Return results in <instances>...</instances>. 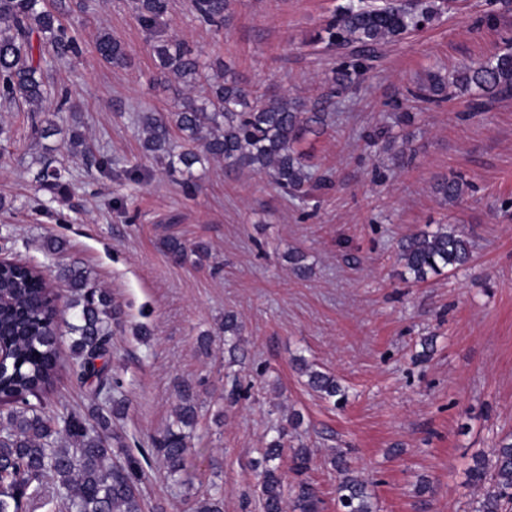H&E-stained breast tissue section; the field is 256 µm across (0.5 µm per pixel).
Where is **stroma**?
I'll use <instances>...</instances> for the list:
<instances>
[{
    "instance_id": "obj_1",
    "label": "stroma",
    "mask_w": 512,
    "mask_h": 512,
    "mask_svg": "<svg viewBox=\"0 0 512 512\" xmlns=\"http://www.w3.org/2000/svg\"><path fill=\"white\" fill-rule=\"evenodd\" d=\"M70 19L81 54L56 65L51 82L79 104L88 154L110 158L106 173L50 137L71 175L67 198L44 199L28 153L21 104L0 102V126L14 141L0 156V252L49 267L78 262L112 297L119 323L105 358L119 386L94 398L81 381L69 336L58 339L47 410L98 404L112 418L116 457L147 456L143 512H193L212 487L224 512H262L253 463L272 438L271 419L298 413L288 442L309 448L305 473L336 512L334 449L349 451L371 484L378 512H472V457L512 432V96L472 111L460 95L438 105L407 98L428 71L487 60L512 36V0H455L418 35L387 48L375 69L336 100L327 127L306 134L317 176L329 184L304 200L287 197L266 174L227 172L214 162L187 192L141 146L139 118L171 112L186 91L159 78L152 32L131 0H76ZM344 0H229L226 22L200 24L191 0H169L165 35L228 66L244 88L313 102L325 97L331 56L309 40ZM109 32L130 63L106 64L96 43ZM415 113L403 125L402 113ZM383 130L377 144L367 136ZM413 159L394 165L400 146ZM462 175L463 199L448 203L437 179ZM439 224L470 239L474 265L422 283L407 280L396 247ZM199 243L207 256L172 262L163 237ZM65 242L46 253V239ZM300 253L310 272L297 276ZM243 326L225 335V313ZM433 338L425 351L424 338ZM336 377L348 400L337 405L306 384L301 362ZM248 394L222 395L233 380ZM200 406L189 443L191 484L174 485L153 449L173 421L183 386ZM431 490L420 493L422 481Z\"/></svg>"
}]
</instances>
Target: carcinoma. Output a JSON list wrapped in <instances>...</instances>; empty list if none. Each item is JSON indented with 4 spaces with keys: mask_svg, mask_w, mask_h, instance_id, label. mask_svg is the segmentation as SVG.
<instances>
[{
    "mask_svg": "<svg viewBox=\"0 0 512 512\" xmlns=\"http://www.w3.org/2000/svg\"><path fill=\"white\" fill-rule=\"evenodd\" d=\"M197 17L210 26L224 22L228 0H192ZM448 9V0H382L367 4L346 0L311 42L323 45L337 57L330 69V91L323 103L307 104L286 96H255L231 77L210 72V65L183 41L160 39L153 46L158 74L173 75L186 85L202 88L198 96L179 102L167 116H142V142L146 152L164 171L180 177L188 189L196 186L194 168L211 161L224 163L227 172L251 169L270 176L285 193L300 197L316 182L314 165L299 148L303 136L327 125L326 103L341 95L368 70L374 68L385 47L418 33ZM69 0H0V100L29 105L27 122L35 143L48 137L71 113L69 150L87 153L76 107L66 87L52 89L48 72L58 63L80 54L75 32L65 25ZM138 21L156 29L167 12L166 0H135ZM101 59L112 66L127 64L123 46L110 33L97 39ZM512 92V39L484 62L471 65L444 78L430 73L409 90L419 101L440 103L469 94L479 108L486 101ZM41 191L55 201L65 197L70 184L65 171L43 158L38 173ZM468 187L458 175L437 181L436 191L450 203L459 201ZM166 254L176 263L189 255H207L202 245L193 248L176 236L163 241ZM397 257L416 282L445 271L455 273L471 268L472 245L463 233L446 224L401 239ZM62 280L71 293V320L66 322L73 336L72 351L78 359L80 378L96 381L94 394L108 396L112 377L105 359L117 312L110 295L98 287L83 267L70 264L57 272L37 262L5 264L0 267V289L12 302L0 307V345L11 357L0 365V419L6 421L0 435V512H19L21 504L39 500L46 488L54 489L50 503L55 512H142L138 485L144 478L140 462L131 456L121 463L112 460L109 443L111 420L92 407L86 412L58 415L35 406L29 397L42 394L53 383L58 365L57 341L60 324L55 318L52 285ZM307 384L327 399L343 404L346 390L328 373L302 363ZM198 417L193 392L181 391V404L173 425L159 443L168 476L188 482V434ZM274 437L263 451L257 490L264 512H319L317 489L301 480L288 487V472L274 461L291 463L290 470L301 475L311 460L309 449L288 448L286 427H275ZM337 473L338 512H377L369 483L351 465L349 453L339 450L332 458ZM469 479L482 490L473 512H512V433L498 439L491 455L474 457ZM195 512H224V498L214 489L196 501Z\"/></svg>",
    "mask_w": 512,
    "mask_h": 512,
    "instance_id": "1",
    "label": "carcinoma"
}]
</instances>
